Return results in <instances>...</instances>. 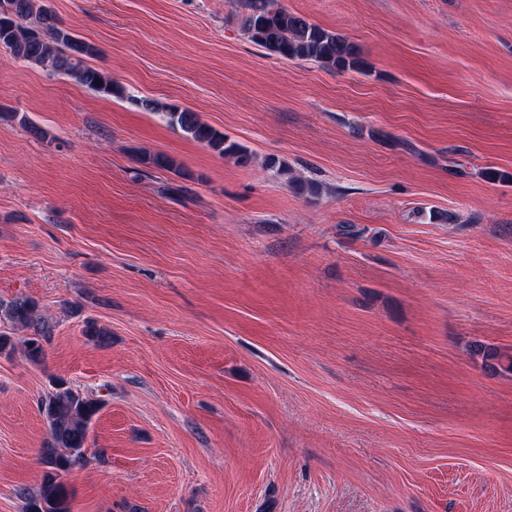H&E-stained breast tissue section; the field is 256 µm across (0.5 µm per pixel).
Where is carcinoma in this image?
<instances>
[{"instance_id":"carcinoma-1","label":"carcinoma","mask_w":512,"mask_h":512,"mask_svg":"<svg viewBox=\"0 0 512 512\" xmlns=\"http://www.w3.org/2000/svg\"><path fill=\"white\" fill-rule=\"evenodd\" d=\"M242 6L246 10L241 22L243 31L272 54L342 71L365 69L366 64L353 43L301 15L274 6L273 0H243ZM0 46L19 59L66 75L102 96L124 95L123 88L114 84L112 77L89 64L100 54L98 47L78 38L54 12L36 6L34 0H0ZM130 102L221 157H232L244 166L251 161L247 148L225 138L224 133L203 122L194 112L146 97H134ZM138 161L184 176L182 164L164 154L142 153ZM264 166L286 177L287 186L296 194L307 198L318 194L313 181L289 175L285 162L270 157ZM0 322L10 326L8 331L0 329V355L16 350L10 335L13 330L26 333L21 341L26 358L36 364L43 362V342L52 336L53 328L35 300L23 295L0 299ZM84 334L98 345L110 342V331L93 321L85 323ZM469 351L471 356L481 358L484 368L491 373L512 372V355L481 342L472 343ZM103 406L102 399L83 394L64 382L56 383L42 400L40 411L47 422L48 437L39 455L45 471L36 490L23 491L27 512H69L72 493L64 477L84 462L91 423Z\"/></svg>"}]
</instances>
